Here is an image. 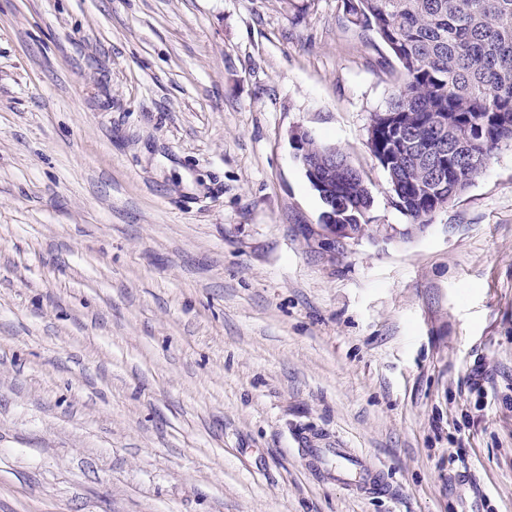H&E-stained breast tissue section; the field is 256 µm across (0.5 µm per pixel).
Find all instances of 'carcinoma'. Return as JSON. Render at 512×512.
<instances>
[{
	"mask_svg": "<svg viewBox=\"0 0 512 512\" xmlns=\"http://www.w3.org/2000/svg\"><path fill=\"white\" fill-rule=\"evenodd\" d=\"M351 22L372 32L400 64L403 81L386 111L418 130L419 147L402 164L415 175L422 148L448 140V197L465 190L500 145L512 146V0H347ZM448 113V130L423 121ZM346 215L361 217L371 195L358 178L330 183ZM410 223H421L422 197L396 195Z\"/></svg>",
	"mask_w": 512,
	"mask_h": 512,
	"instance_id": "obj_1",
	"label": "carcinoma"
}]
</instances>
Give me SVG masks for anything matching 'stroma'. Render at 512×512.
Masks as SVG:
<instances>
[{
	"instance_id": "obj_1",
	"label": "stroma",
	"mask_w": 512,
	"mask_h": 512,
	"mask_svg": "<svg viewBox=\"0 0 512 512\" xmlns=\"http://www.w3.org/2000/svg\"><path fill=\"white\" fill-rule=\"evenodd\" d=\"M399 81L344 0H0V512H512V149L410 230ZM292 139L296 150V157L306 170V175L312 181L313 187H324V178L326 176H332L334 173L336 174L335 178L337 182L334 183L331 181L330 184H328L333 189V192L336 193L335 199L332 198L333 194L323 193L328 210L324 213L326 223H322L327 235L334 239H336V237L359 236L360 232L356 230V224H336V221L341 220L345 215L351 216V221L357 222L354 217H358L365 223L361 215V209L364 212L368 210L372 197L365 187L364 182L359 178H344L342 174L336 173V169L342 171L343 168L349 171L351 176L359 177L360 175L357 169L347 161L344 155L343 159L336 157L341 154V152L335 147L327 146L324 150H316L320 145L316 144L317 142L315 143L311 134L306 130H296L293 133ZM310 140L312 149L316 150L315 152H310V147L308 146ZM310 180L308 179L309 182ZM314 190L317 191L323 205H325L321 191L317 188H314ZM336 200L346 203L347 207L343 209V211H348L344 216L341 215L340 211L336 210ZM336 216L340 218L336 219ZM319 470L327 475H337L357 489L369 493H384L388 489L381 470L373 468L351 448H300ZM353 475L354 479L349 477Z\"/></svg>"
}]
</instances>
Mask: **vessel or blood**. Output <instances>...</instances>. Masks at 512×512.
Masks as SVG:
<instances>
[{
	"label": "vessel or blood",
	"instance_id": "1",
	"mask_svg": "<svg viewBox=\"0 0 512 512\" xmlns=\"http://www.w3.org/2000/svg\"><path fill=\"white\" fill-rule=\"evenodd\" d=\"M304 456L311 459L319 470L370 493L387 491L388 485L381 470L373 468L356 451L349 448H307Z\"/></svg>",
	"mask_w": 512,
	"mask_h": 512
}]
</instances>
